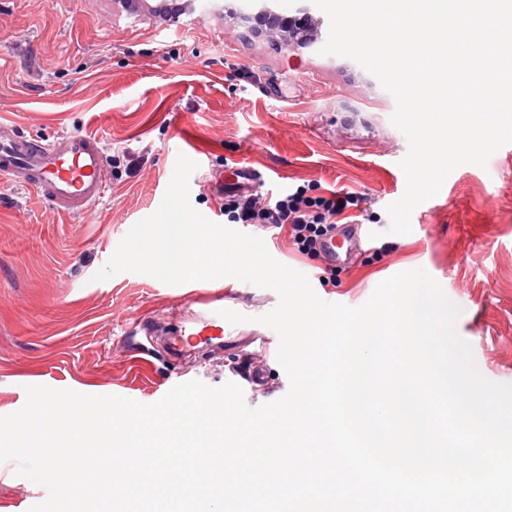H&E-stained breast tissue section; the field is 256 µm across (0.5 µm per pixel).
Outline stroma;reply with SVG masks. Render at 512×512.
<instances>
[{
	"label": "stroma",
	"instance_id": "stroma-1",
	"mask_svg": "<svg viewBox=\"0 0 512 512\" xmlns=\"http://www.w3.org/2000/svg\"><path fill=\"white\" fill-rule=\"evenodd\" d=\"M318 40L276 50L225 15L168 22L111 0H0V117L36 139L96 134L109 189L85 213L61 216L36 193L0 179V416L18 411L26 387L44 385L143 404L175 385L233 382L255 408L285 395L279 338L257 316L275 291L223 279L167 285L121 273L97 282L119 242L159 207L178 155L197 161L189 202L224 221L220 183L247 166L262 193L312 184L366 196L359 243L319 277L322 254L304 255L287 229L240 225L280 263L305 274L329 303L357 307L397 273L424 269L462 307L456 323L479 371L512 383V145L486 167L464 164L411 214V233L388 234V205L406 179L408 148L390 121L395 100L352 60L320 54L329 20L313 9ZM224 296L247 315L223 342L168 355L135 320L174 332L193 324L183 296ZM0 462V512H29L45 488Z\"/></svg>",
	"mask_w": 512,
	"mask_h": 512
}]
</instances>
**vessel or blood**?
Segmentation results:
<instances>
[{"label":"vessel or blood","instance_id":"1","mask_svg":"<svg viewBox=\"0 0 512 512\" xmlns=\"http://www.w3.org/2000/svg\"><path fill=\"white\" fill-rule=\"evenodd\" d=\"M105 172V153L96 135L75 132L44 142L21 135L13 122L0 120V176L34 190L57 213L84 212L97 203L108 186ZM357 236V225H343L324 243L325 255L338 260L343 246ZM223 307V296L208 300L196 315L199 333L223 338Z\"/></svg>","mask_w":512,"mask_h":512}]
</instances>
